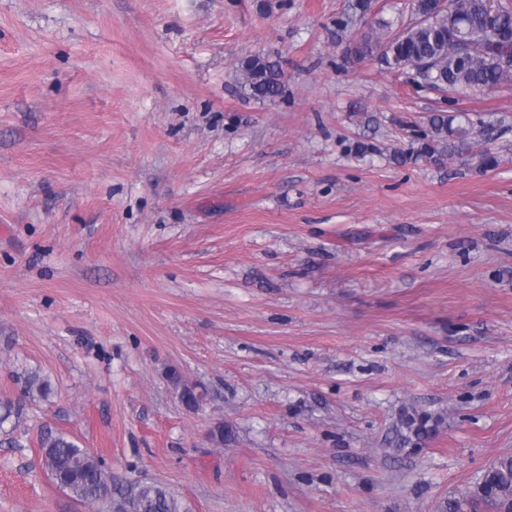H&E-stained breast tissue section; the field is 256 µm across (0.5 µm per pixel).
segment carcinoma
Returning <instances> with one entry per match:
<instances>
[{"label":"carcinoma","instance_id":"obj_1","mask_svg":"<svg viewBox=\"0 0 512 512\" xmlns=\"http://www.w3.org/2000/svg\"><path fill=\"white\" fill-rule=\"evenodd\" d=\"M446 10L415 20L403 31L389 35L372 31L358 42L359 53L369 55L381 47L394 68L416 67L417 79L436 90H482L512 83V0H447ZM455 23L448 26V15ZM241 85L256 100L273 101L284 88L279 62L255 55L240 63ZM505 119L477 122L466 113L434 112L427 129L416 133L417 147L395 160L442 163L463 155L480 136L491 139ZM183 405L197 411L207 403L208 391L188 384L174 372ZM407 434L402 441H423L436 430L426 411L402 417ZM42 464L49 479L62 492L91 506L107 503V512H183L177 500L158 485H141L129 494L113 495L112 475L100 458L61 433L40 439ZM441 512H512V455L502 456L484 470L473 489L443 502Z\"/></svg>","mask_w":512,"mask_h":512}]
</instances>
